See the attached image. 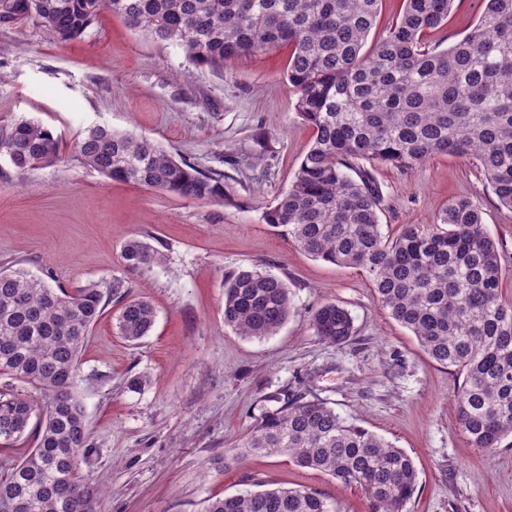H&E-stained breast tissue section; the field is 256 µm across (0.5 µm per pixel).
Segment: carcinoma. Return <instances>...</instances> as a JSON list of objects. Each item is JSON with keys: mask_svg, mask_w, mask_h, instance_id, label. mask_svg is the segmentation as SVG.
I'll return each instance as SVG.
<instances>
[{"mask_svg": "<svg viewBox=\"0 0 512 512\" xmlns=\"http://www.w3.org/2000/svg\"><path fill=\"white\" fill-rule=\"evenodd\" d=\"M381 0H0V21L28 20L63 41L82 36L107 8L138 34L172 43L198 65L290 48L296 110L315 131L288 191L263 220L307 255L362 270L392 319L440 366L462 378L458 424L470 447L490 451L512 435V301L503 299L498 244L469 198L453 200L436 224L383 232L382 197L368 165L413 168L438 154L473 159L499 204L512 210V0H484L474 27L445 49L424 35L448 22L454 0H405L403 13L365 51ZM59 143L46 126H0V156L22 175L53 162ZM83 164L112 180L191 200L229 199L225 175L178 161L150 138L93 128L73 145ZM132 269L156 251L134 237L122 251ZM122 300L119 335L138 342L153 306ZM104 309L101 285L57 291L22 269L0 271V374L29 384L40 400L0 390V443L35 424V445L0 462V512H95L76 475L88 451L84 406L75 391L82 348ZM291 312L288 284L261 268L224 279V325L250 339L276 334ZM319 340L355 333L345 307L328 302L311 319ZM255 419L224 451L228 465L250 454L286 455L361 489L370 512H406L418 485L403 449L299 390ZM204 512H331L316 492L273 488L208 500Z\"/></svg>", "mask_w": 512, "mask_h": 512, "instance_id": "1", "label": "carcinoma"}]
</instances>
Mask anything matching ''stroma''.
Listing matches in <instances>:
<instances>
[{"label": "stroma", "instance_id": "stroma-1", "mask_svg": "<svg viewBox=\"0 0 512 512\" xmlns=\"http://www.w3.org/2000/svg\"><path fill=\"white\" fill-rule=\"evenodd\" d=\"M483 0H455L440 48L476 23ZM289 49L210 67L177 46L144 38L103 11L80 38L61 41L31 22L0 23V124L19 118L61 142L54 163L18 177L0 156V268L67 290L124 280L156 311L149 336L118 335L109 299L81 354L75 389L88 452L77 474L103 489L98 512H203L208 500L257 488L317 491L331 512H370L364 492L284 456L225 465L267 396L306 388L341 416L405 450L416 462L408 512H512V440L488 454L469 447L456 418L458 376L421 350L377 301L366 274L316 260L265 224L314 137L287 80ZM95 126L156 141L175 158L230 175L228 201L190 200L107 179L72 142ZM383 229H428L457 197L481 209L500 244L501 287L512 299V210L472 161L435 156L413 169L377 164ZM138 237L154 264L127 268ZM254 267L284 279L293 311L274 336L246 339L224 324V276ZM348 309L347 343L319 340L311 318L323 303ZM143 378L130 391L131 378Z\"/></svg>", "mask_w": 512, "mask_h": 512}]
</instances>
